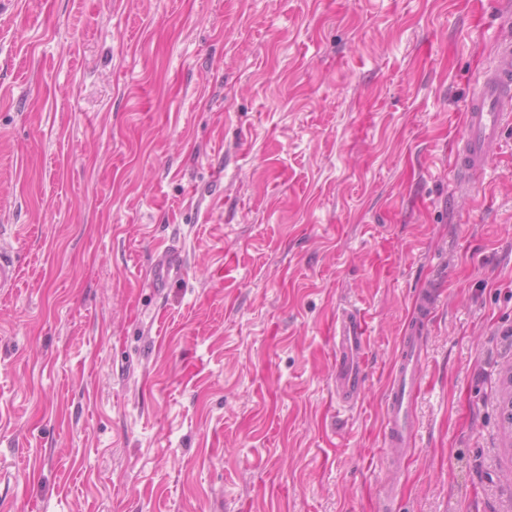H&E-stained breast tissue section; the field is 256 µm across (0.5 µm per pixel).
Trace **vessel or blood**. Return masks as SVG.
Here are the masks:
<instances>
[{
  "mask_svg": "<svg viewBox=\"0 0 512 512\" xmlns=\"http://www.w3.org/2000/svg\"><path fill=\"white\" fill-rule=\"evenodd\" d=\"M512 125V41L501 43L494 61L473 83L461 117V131L451 161L458 185H470L472 178L485 174L489 166L488 148L504 127ZM185 260L176 248L166 249L153 264L149 282L163 289L178 280ZM434 312V297L417 294L410 313L411 332L402 337L398 358L388 386L385 407L386 447L407 449L413 443L415 404L422 390L426 367L424 332ZM336 348L334 388L337 401L345 406L357 404L363 394L365 352L368 338L359 311L338 316L332 335Z\"/></svg>",
  "mask_w": 512,
  "mask_h": 512,
  "instance_id": "vessel-or-blood-1",
  "label": "vessel or blood"
}]
</instances>
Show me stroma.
I'll return each instance as SVG.
<instances>
[{"label":"stroma","instance_id":"1","mask_svg":"<svg viewBox=\"0 0 512 512\" xmlns=\"http://www.w3.org/2000/svg\"><path fill=\"white\" fill-rule=\"evenodd\" d=\"M472 2L0 0V512H512V127L482 182L448 168L512 0ZM428 289L403 455L385 401ZM185 269V260L181 252L170 247L152 265L149 282L152 288L160 291L175 280H178ZM332 340L336 348V400L343 406H353L361 400L363 394V372L368 343L365 323L358 310L345 312L336 318Z\"/></svg>","mask_w":512,"mask_h":512}]
</instances>
